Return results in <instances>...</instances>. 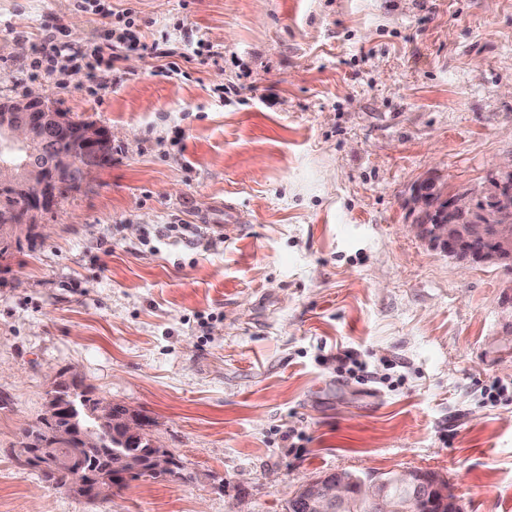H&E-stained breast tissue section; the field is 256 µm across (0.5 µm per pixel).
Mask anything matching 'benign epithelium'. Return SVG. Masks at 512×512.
<instances>
[{
  "instance_id": "7a95c632",
  "label": "benign epithelium",
  "mask_w": 512,
  "mask_h": 512,
  "mask_svg": "<svg viewBox=\"0 0 512 512\" xmlns=\"http://www.w3.org/2000/svg\"><path fill=\"white\" fill-rule=\"evenodd\" d=\"M64 135L71 141L67 155L54 154V137ZM112 144V130L96 123L78 120L52 107L45 95L30 91L23 98L0 102V154H16L19 164L0 160V192L20 188L29 199L26 223L34 224L39 214L51 210L59 201L58 187L75 189L86 186L100 171L99 159ZM493 192L488 198L493 215L486 221L475 218L476 200L462 189L448 197V216L435 217L434 185L422 182L408 200L415 215L411 230L427 245L459 263L507 264L512 266V159L503 164L492 179ZM99 418L95 411L77 403L61 408L57 419L73 431L81 414ZM125 437L142 434L143 414L124 408ZM112 441L105 437L98 449L68 462L45 447L43 441L31 442L23 449L26 463L43 474L55 472L62 465L75 470L76 481L91 498L110 496L119 484L112 481ZM176 459L170 453L154 454L149 464L156 471L175 470ZM355 478L346 473H332L301 485L309 512H341L351 498ZM395 485L405 492L403 510L410 512L425 493L439 495L440 508L460 512L453 493L444 488L435 475L422 471H402L374 481L370 491L375 509L387 512V494Z\"/></svg>"
}]
</instances>
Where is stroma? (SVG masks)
<instances>
[{
  "instance_id": "obj_1",
  "label": "stroma",
  "mask_w": 512,
  "mask_h": 512,
  "mask_svg": "<svg viewBox=\"0 0 512 512\" xmlns=\"http://www.w3.org/2000/svg\"><path fill=\"white\" fill-rule=\"evenodd\" d=\"M104 6L180 74L132 50L97 90L29 79L44 25L83 45L101 18L0 0V100L37 89L112 131L111 166L0 256V512H286L325 474L407 470L512 512V404L483 392L512 383V268L430 250L407 206L512 159V0ZM72 371L148 415L183 477L90 500L27 465Z\"/></svg>"
}]
</instances>
